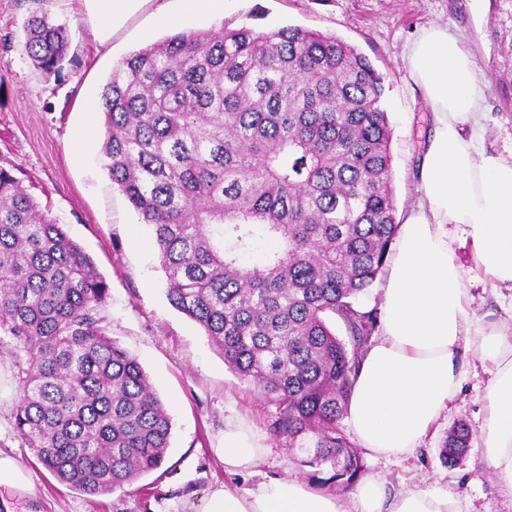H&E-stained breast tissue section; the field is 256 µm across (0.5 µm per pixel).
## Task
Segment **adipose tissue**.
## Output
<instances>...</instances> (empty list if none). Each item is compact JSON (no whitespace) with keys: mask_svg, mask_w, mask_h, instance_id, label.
Here are the masks:
<instances>
[{"mask_svg":"<svg viewBox=\"0 0 512 512\" xmlns=\"http://www.w3.org/2000/svg\"><path fill=\"white\" fill-rule=\"evenodd\" d=\"M99 45L143 8L154 25L188 28L223 16L224 0H82ZM409 72L422 87L432 134L420 157V196L407 210L386 265L380 331L364 352L348 413L360 448L410 458L460 392L467 349L490 368L479 446L512 494V325L471 314L474 283L512 289V151L477 144L484 128L482 79L447 27L423 28L410 42ZM225 471L255 475L244 490L216 488L201 512H465L444 488L387 490L360 479L349 499L260 472L261 447L239 420L224 426Z\"/></svg>","mask_w":512,"mask_h":512,"instance_id":"1","label":"adipose tissue"}]
</instances>
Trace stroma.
Segmentation results:
<instances>
[{
	"label": "stroma",
	"instance_id": "obj_1",
	"mask_svg": "<svg viewBox=\"0 0 512 512\" xmlns=\"http://www.w3.org/2000/svg\"><path fill=\"white\" fill-rule=\"evenodd\" d=\"M258 6L265 12L260 26L298 25L337 36L383 74L398 212L419 196L417 163L430 128V113L405 59L406 46L420 29L440 24L461 37L482 76L486 132L480 145L490 152L512 148V107L493 89L494 53L486 36L490 0H228L223 16L208 27L217 31L246 24ZM36 12L68 32L65 57L52 73L38 69L25 49V24ZM167 34L143 14L103 48L94 41L79 0H0V167L20 180L43 214L62 224L92 257L110 291L106 332L138 359L172 419L170 448L159 469L106 495L83 494L43 467L14 431L17 357L12 347L1 348L0 453L19 461L32 492L21 497L1 488L0 512H199L215 488L242 490L254 482L248 473L225 472L216 453L224 444L225 421L236 417L249 424L265 449L263 472L308 477L307 468L291 459L284 440L271 430L274 404L231 372L203 329L168 302L151 233L105 167L102 122L93 126L92 152L80 162L73 156V133L87 111H100L113 68ZM471 294L472 314L480 321L502 318L512 309V291L490 282L475 283ZM490 378L478 360H471L450 412L417 455L365 457L367 475L385 477L396 487L446 484L465 497L470 512H512V497L497 483L479 448H471L453 468L440 460L442 441L454 423L479 433Z\"/></svg>",
	"mask_w": 512,
	"mask_h": 512
}]
</instances>
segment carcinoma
<instances>
[{"instance_id": "carcinoma-1", "label": "carcinoma", "mask_w": 512, "mask_h": 512, "mask_svg": "<svg viewBox=\"0 0 512 512\" xmlns=\"http://www.w3.org/2000/svg\"><path fill=\"white\" fill-rule=\"evenodd\" d=\"M490 6L495 87L512 107V0ZM67 44L63 26L29 17L38 68L56 71ZM383 96L366 55L297 25L169 36L126 57L101 94L106 168L152 229L168 301L276 405L273 432L320 486L365 473L339 422L378 330L357 298L399 230ZM108 299L92 258L1 167L0 346L26 355L14 430L89 496L159 469L172 429L106 334ZM471 440L454 424L443 463Z\"/></svg>"}]
</instances>
